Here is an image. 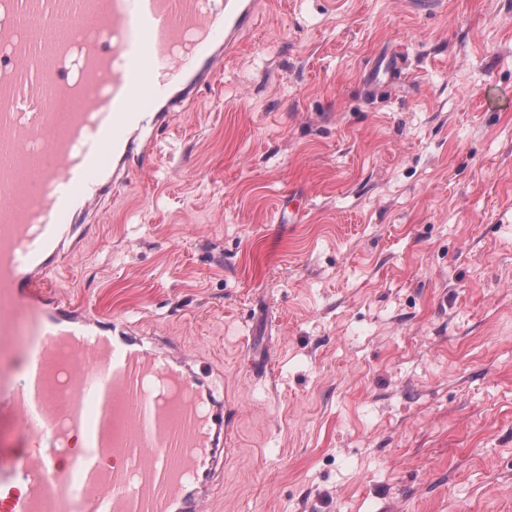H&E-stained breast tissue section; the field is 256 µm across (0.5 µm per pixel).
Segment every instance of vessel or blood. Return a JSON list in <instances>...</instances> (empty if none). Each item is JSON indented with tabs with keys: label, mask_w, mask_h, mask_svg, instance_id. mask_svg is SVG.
I'll return each instance as SVG.
<instances>
[{
	"label": "vessel or blood",
	"mask_w": 512,
	"mask_h": 512,
	"mask_svg": "<svg viewBox=\"0 0 512 512\" xmlns=\"http://www.w3.org/2000/svg\"><path fill=\"white\" fill-rule=\"evenodd\" d=\"M256 0H0V354L19 325L35 372L0 373V512H207L228 437L205 369L49 283L97 201L155 167L165 130L256 21ZM68 21L82 43L43 33ZM53 67H46V60ZM400 68L385 57L368 85ZM73 109L54 111L58 96Z\"/></svg>",
	"instance_id": "1"
}]
</instances>
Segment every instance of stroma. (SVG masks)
Masks as SVG:
<instances>
[{
    "label": "stroma",
    "mask_w": 512,
    "mask_h": 512,
    "mask_svg": "<svg viewBox=\"0 0 512 512\" xmlns=\"http://www.w3.org/2000/svg\"><path fill=\"white\" fill-rule=\"evenodd\" d=\"M435 2L263 0L52 275L209 370L211 512H512V0ZM400 65L398 58L383 57L375 60L368 71V85L374 86L390 81L397 74Z\"/></svg>",
    "instance_id": "stroma-1"
}]
</instances>
